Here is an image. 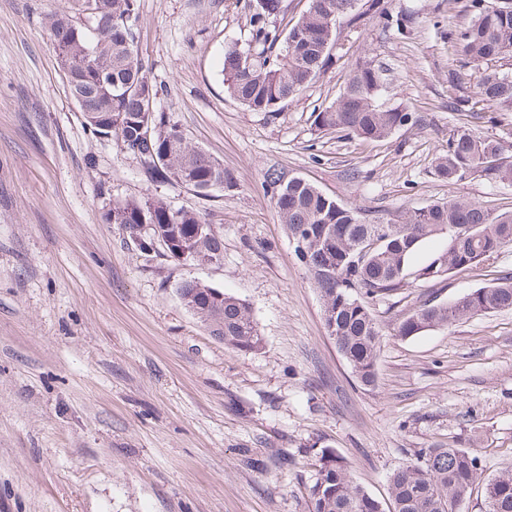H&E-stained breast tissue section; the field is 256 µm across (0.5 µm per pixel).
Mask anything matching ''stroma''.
Here are the masks:
<instances>
[{"mask_svg": "<svg viewBox=\"0 0 512 512\" xmlns=\"http://www.w3.org/2000/svg\"><path fill=\"white\" fill-rule=\"evenodd\" d=\"M244 0H137L136 41L159 106L233 172L232 194L150 180L115 139L86 127L46 27L68 0H0V512H309L322 449L387 501L389 478L422 449L454 445L483 479L512 472V310L400 338L397 323L512 275V245L449 280L447 237L415 255L406 285L367 305L382 330L377 383L360 385L329 338L320 293L266 194L281 168L360 208L366 220L452 198L512 210V185L433 173L471 123L512 157V112L467 120L476 99L450 29L468 0H388L414 14L403 38L359 0L337 23L336 58L274 116L224 91V51L246 38ZM390 71L386 106L421 117L382 142L316 129L357 60ZM156 196L224 236L218 265L140 250L107 220L109 201ZM199 280L243 300L263 338L226 348L182 303Z\"/></svg>", "mask_w": 512, "mask_h": 512, "instance_id": "1", "label": "stroma"}]
</instances>
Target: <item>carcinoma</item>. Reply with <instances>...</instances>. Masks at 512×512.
<instances>
[{
    "label": "carcinoma",
    "instance_id": "1",
    "mask_svg": "<svg viewBox=\"0 0 512 512\" xmlns=\"http://www.w3.org/2000/svg\"><path fill=\"white\" fill-rule=\"evenodd\" d=\"M358 0H308L292 24L282 27L284 0H246L249 36L224 52L221 73L225 92L252 112L274 115L284 101L298 95L333 63L336 23L357 19ZM371 0L386 27L411 33L412 21L390 16ZM470 22L448 30V44L465 63H476L479 102L489 110H512V78L493 63L512 55V5L469 0ZM136 0H71L69 9L47 17L59 65L72 63V81L80 94L79 109L90 131L116 138L123 151L139 159L154 176L170 179L207 195L215 189H237L233 173L215 177L216 160L192 145L157 107L165 87L152 81L139 58L135 29ZM386 74L382 66L361 60L330 106L313 113V124L361 141H382L420 118L400 107L383 108L378 99ZM151 130L145 138L144 129ZM473 172L495 183L512 185V161L500 142L482 138L468 127L448 137V149L435 159L434 174L454 182ZM264 184L288 232L303 227L310 234L308 255L300 256L318 288L324 326L335 323L336 348L358 381L376 382L381 330L361 295H388L402 288L413 256L431 238L448 236L443 268L453 276L512 243V210L493 213L476 201L454 198L420 208L397 211L369 223L355 206L337 201L301 176L271 167ZM108 221L124 225L128 234L138 224H152L158 236L172 241L167 254L178 260L180 244L189 242L206 262L224 254L220 231L200 213L174 209L159 197L111 203ZM207 229L200 230V226ZM384 225L389 240L367 260H352L355 247ZM182 291L200 298L197 316L222 337L224 346L258 351L262 337L250 310L240 299L196 280ZM512 310V276L501 277L448 304H423L398 325L402 338L445 327L461 317ZM483 486L488 512H512V473L481 481L478 461L468 450L426 448L421 461L389 479V504L354 483L346 462L323 449L318 476L309 487V512H460L476 486Z\"/></svg>",
    "mask_w": 512,
    "mask_h": 512
}]
</instances>
